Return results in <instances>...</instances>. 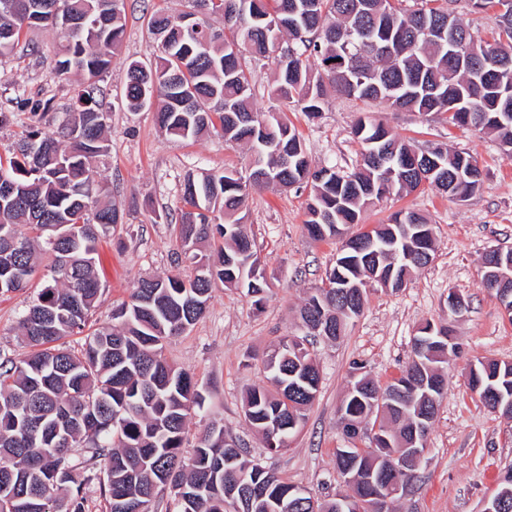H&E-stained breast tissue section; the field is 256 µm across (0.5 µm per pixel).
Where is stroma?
<instances>
[{"mask_svg": "<svg viewBox=\"0 0 512 512\" xmlns=\"http://www.w3.org/2000/svg\"><path fill=\"white\" fill-rule=\"evenodd\" d=\"M123 43L101 79L97 100L108 114L110 153L93 172L95 182L112 192L122 221L101 240L97 269L103 289L84 332L66 337L81 350L87 334L111 325L113 311L127 301L137 281L175 273L179 250L175 224L183 207L187 175L244 168L247 150L208 134L177 140L162 131L151 107L133 108L126 99L130 61H154L160 44L144 16L156 9L188 14L191 0H127ZM60 38L49 29L24 31L13 56L0 58V110L11 113L0 128V158L12 157L32 121L36 103L51 101L43 130L55 129L73 109L75 84L55 74ZM384 120L417 147L437 144L469 152L484 172L480 189L460 201L422 185L402 196H387L367 207L347 235L386 223L400 210L428 217L435 238L432 261L394 291L372 283L361 314L340 340L317 339L309 351L320 374L317 397L287 449L272 453L245 421L242 403L253 387L265 384L261 360L287 336L302 335L298 311L322 285L336 262L337 240L318 241L304 228L306 189L268 187L251 191L244 211L269 287L262 300L215 283L203 315L184 334L171 338L167 359L187 371L204 399L187 424L185 454H192L211 423L247 448L249 455L315 497L343 491L335 467L340 448L370 446L372 433L362 427L347 438L338 413L353 365H360L379 387L398 378L411 360L413 339L428 321L450 324L457 345L443 367L446 391L426 440L418 478L396 496L391 512H481L512 468V417L490 411L467 386L471 363L512 362V316L483 284V257L491 249L512 248V157L496 137L466 127H449L444 113L395 111L382 101L359 100L329 92L318 117L289 108L288 118L301 134L312 162L354 170L362 147L353 135L363 117ZM164 220H156V212ZM47 275L38 263L28 288L0 294V359L23 358L29 351L19 329L22 313L36 300ZM468 305L449 317V293Z\"/></svg>", "mask_w": 512, "mask_h": 512, "instance_id": "obj_1", "label": "stroma"}]
</instances>
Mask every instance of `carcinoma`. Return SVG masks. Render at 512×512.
<instances>
[{
    "label": "carcinoma",
    "instance_id": "1",
    "mask_svg": "<svg viewBox=\"0 0 512 512\" xmlns=\"http://www.w3.org/2000/svg\"><path fill=\"white\" fill-rule=\"evenodd\" d=\"M0 0V58L14 53L26 29L60 34L62 58L56 74L75 77L80 90L74 112L56 130L30 128L18 156L0 163V294L21 291L35 270L37 254L50 260V278L19 326L29 354L0 362V512H83L84 486L103 478L108 512H151L158 491L175 495L179 512H336L337 499L319 500L227 442L214 423L182 458L191 411L202 396L191 376L163 356L164 342L185 332L203 314L215 281L259 295L268 287L256 253L243 254L248 239L241 216L250 191L277 179L310 189L305 228L315 240L342 235L362 211L386 194L402 195L428 184L457 196L473 193L483 173L471 155L441 145L413 149L383 121L359 120L354 135L361 162L351 172L315 167L283 110L258 115L245 54L274 56V93L315 117L326 87L393 108L447 112L450 126H470L497 135L512 152V0H466L474 12L490 15V39H477L457 16L458 0H194L196 33L183 16L157 10L149 28L160 36L155 63L132 60L126 97L143 105L157 97L156 120L177 139L213 131L229 144L246 143L248 175L216 170L183 185L176 239L190 272L143 278L130 301L112 314L116 328L89 336L78 353L63 339L80 333L102 285L95 270L96 243L118 223L119 210L91 179L109 151L107 113L94 102L97 82L121 47L125 0ZM88 15L92 23L63 27L61 12ZM221 18L224 27L210 20ZM465 43L469 65L448 63V25ZM340 59L333 68L326 61ZM224 211V223L212 213ZM24 224L33 235H23ZM355 238L364 246L340 248L325 286L300 309L308 317L338 313L345 335L344 290L379 278L403 287L412 272L432 260L433 227L414 211L394 213ZM448 328L428 322L415 340L411 362L401 376L379 390L363 374L349 381L340 409L350 418L349 437L366 421L378 427L376 447L351 448L336 455L339 474L353 477L382 469L395 448L410 442V421L434 408L433 382H445L438 366L455 344ZM307 337L288 336L263 360L276 391L263 385L244 397L243 413L269 452L286 447L304 410L314 401L320 377L306 347ZM468 386L484 394L494 388L502 403L512 398V366L480 361L469 370ZM86 449L85 476L75 478L74 449Z\"/></svg>",
    "mask_w": 512,
    "mask_h": 512
}]
</instances>
